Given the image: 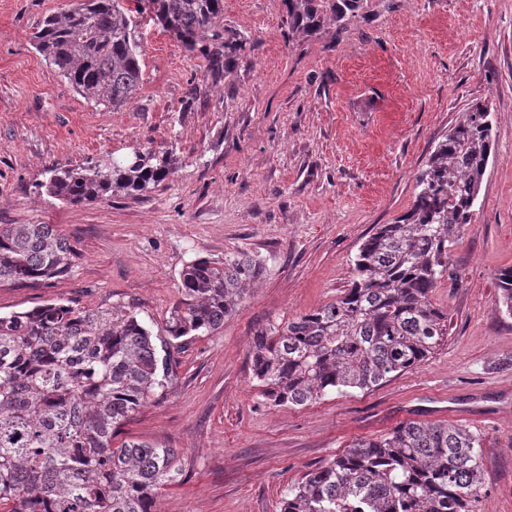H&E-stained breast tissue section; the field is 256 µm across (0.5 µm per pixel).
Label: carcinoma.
Masks as SVG:
<instances>
[{"instance_id":"carcinoma-1","label":"carcinoma","mask_w":512,"mask_h":512,"mask_svg":"<svg viewBox=\"0 0 512 512\" xmlns=\"http://www.w3.org/2000/svg\"><path fill=\"white\" fill-rule=\"evenodd\" d=\"M288 34L341 21L356 0H283ZM150 14L205 76L234 73L248 39L224 27V0H80L47 17L34 48L85 99L112 109L143 82L133 17ZM493 145L486 103L460 112L415 177L413 205L359 247L342 295L258 330L253 378L275 406L368 391L420 365L448 335L431 301L454 277L450 248L471 223ZM175 172L165 152L54 173L51 196L78 204L143 192ZM69 240L51 224L0 228V282L68 271ZM262 273L242 253L201 258L181 273L163 335L128 309L69 301L0 315V512H157L182 481L172 448L117 437L169 382L172 350L224 326ZM499 311L512 316V267L497 275ZM479 437L460 425L410 422L360 441L288 489L280 512H472L482 488Z\"/></svg>"}]
</instances>
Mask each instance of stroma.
Returning <instances> with one entry per match:
<instances>
[{"mask_svg": "<svg viewBox=\"0 0 512 512\" xmlns=\"http://www.w3.org/2000/svg\"><path fill=\"white\" fill-rule=\"evenodd\" d=\"M75 2L0 0V225L52 224L74 248L64 276L0 283V314L121 306L157 332L187 263L244 253L263 267L223 328L175 352L164 398L123 429L178 452L184 480L158 512H279L305 473L411 421L479 434L474 510L512 512V317L496 279L512 266V0H359L342 23L290 41L282 0H224L248 62L188 108L201 60L143 19V83L117 111L77 94L33 46ZM476 102L494 110L493 158L450 249L457 278L432 295L445 343L372 390L270 404L252 378L254 333L340 297L359 245L410 209L416 174ZM150 149L177 169L143 194L70 204L42 188L51 170Z\"/></svg>", "mask_w": 512, "mask_h": 512, "instance_id": "stroma-1", "label": "stroma"}]
</instances>
